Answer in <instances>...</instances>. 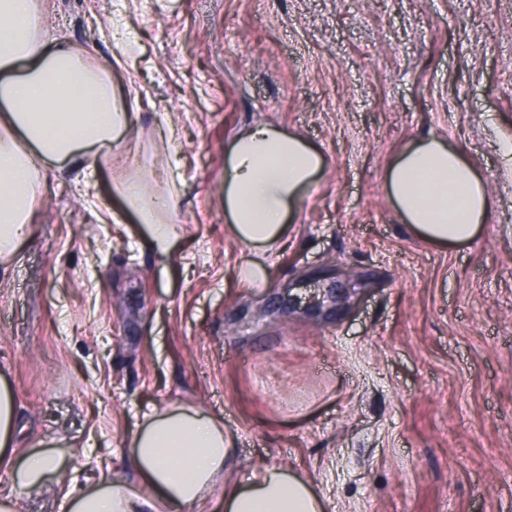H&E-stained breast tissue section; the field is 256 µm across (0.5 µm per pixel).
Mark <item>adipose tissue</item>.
Instances as JSON below:
<instances>
[{
    "instance_id": "adipose-tissue-1",
    "label": "adipose tissue",
    "mask_w": 512,
    "mask_h": 512,
    "mask_svg": "<svg viewBox=\"0 0 512 512\" xmlns=\"http://www.w3.org/2000/svg\"><path fill=\"white\" fill-rule=\"evenodd\" d=\"M136 119L119 103L107 71L86 64L70 45L41 34L34 0H0V262L19 253L33 220L47 164H84L93 177ZM322 165L302 138L271 124L239 133L226 152L224 214L247 248L282 244L301 194ZM387 191L402 220L437 245L473 241L488 213L482 180L460 149L436 136L401 151L387 171ZM126 206L148 228L155 251L173 244L174 198L141 181L122 190ZM233 441L222 422L181 403L146 413L130 441L141 486L101 479L67 494L70 512H327L311 483L271 466L223 484ZM52 456L32 452L13 466L15 493L44 484Z\"/></svg>"
}]
</instances>
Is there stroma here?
<instances>
[{"label": "stroma", "instance_id": "35a3bbf8", "mask_svg": "<svg viewBox=\"0 0 512 512\" xmlns=\"http://www.w3.org/2000/svg\"><path fill=\"white\" fill-rule=\"evenodd\" d=\"M38 3L138 118L95 181L46 171L0 263L16 451L60 461L17 512L137 484L129 440L172 402L223 421L232 480L280 466L335 512H512V0ZM256 123L323 157L260 286L224 219L225 151ZM431 135L487 186L470 244L421 240L386 194L391 159ZM170 177L162 259L118 187Z\"/></svg>", "mask_w": 512, "mask_h": 512}]
</instances>
